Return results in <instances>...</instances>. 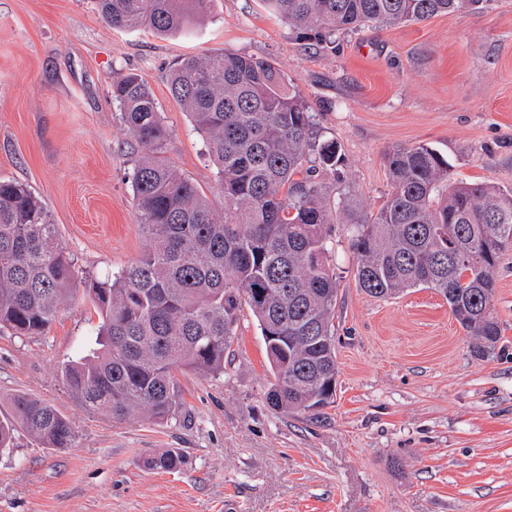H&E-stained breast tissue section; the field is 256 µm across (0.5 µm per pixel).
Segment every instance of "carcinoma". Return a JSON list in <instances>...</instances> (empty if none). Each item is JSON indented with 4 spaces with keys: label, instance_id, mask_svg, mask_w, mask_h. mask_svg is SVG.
I'll return each instance as SVG.
<instances>
[{
    "label": "carcinoma",
    "instance_id": "1",
    "mask_svg": "<svg viewBox=\"0 0 512 512\" xmlns=\"http://www.w3.org/2000/svg\"><path fill=\"white\" fill-rule=\"evenodd\" d=\"M214 0H95L110 27L158 36L190 34ZM486 0H261L305 45L365 26L387 28L474 11ZM112 100L138 143L131 189L148 247L106 280L79 277L45 201L28 184L0 179V331L41 335L71 300L77 280L99 315L95 347L64 365L74 400L114 421L161 422L177 407V374L224 373V352L247 304L274 382L269 400L312 411L337 375L340 283L329 263L336 225L354 227V279L372 298L410 288L442 295L475 340L502 334L491 300L512 250V188L454 179L425 146H394L385 160L390 197L375 213L337 197L317 169L336 174L340 146L316 129L307 104L271 62L242 54L186 57L168 77L173 100L202 137L224 193V211L165 156L167 129L147 81L109 77ZM319 168L304 170L310 156ZM25 430L46 448L76 435L53 405L18 394L0 419V451ZM173 470V452L147 460Z\"/></svg>",
    "mask_w": 512,
    "mask_h": 512
}]
</instances>
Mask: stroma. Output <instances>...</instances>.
Here are the masks:
<instances>
[{
    "instance_id": "35a3bbf8",
    "label": "stroma",
    "mask_w": 512,
    "mask_h": 512,
    "mask_svg": "<svg viewBox=\"0 0 512 512\" xmlns=\"http://www.w3.org/2000/svg\"><path fill=\"white\" fill-rule=\"evenodd\" d=\"M213 52L269 60L335 138L342 178L377 211L392 186L384 154L428 144L453 177L512 188V0L423 23L366 28L306 48L260 0H215L190 37L108 27L93 0H0V178L48 205L77 268L103 277L140 258L131 175L137 147L108 77L149 83L166 155L215 207L224 196L201 137L173 101L168 73ZM332 261L338 384L322 415L267 400L273 376L260 329L242 307L224 372L179 374L180 407L161 423H117L78 404L60 375L99 317L76 289L41 336L0 333V412L25 393L72 423L69 448L25 431L0 454V512H512V252L492 299L502 336L473 340L433 290L375 300L357 288L347 227ZM177 453L176 470L149 457Z\"/></svg>"
}]
</instances>
